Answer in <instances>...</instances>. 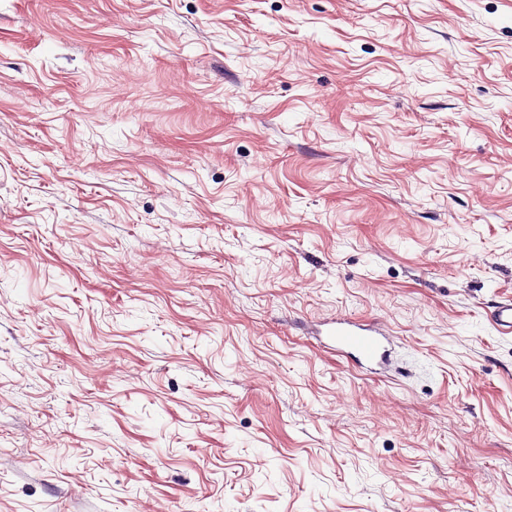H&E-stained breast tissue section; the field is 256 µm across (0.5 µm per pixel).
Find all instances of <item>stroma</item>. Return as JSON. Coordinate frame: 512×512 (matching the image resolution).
<instances>
[{
    "label": "stroma",
    "instance_id": "1",
    "mask_svg": "<svg viewBox=\"0 0 512 512\" xmlns=\"http://www.w3.org/2000/svg\"><path fill=\"white\" fill-rule=\"evenodd\" d=\"M510 299L512 0H0V512H512ZM325 325L324 329H319L318 335L327 336L336 345V349H348L356 353L355 358L360 364L388 362L383 341H388L389 338L378 324H359L340 319Z\"/></svg>",
    "mask_w": 512,
    "mask_h": 512
}]
</instances>
